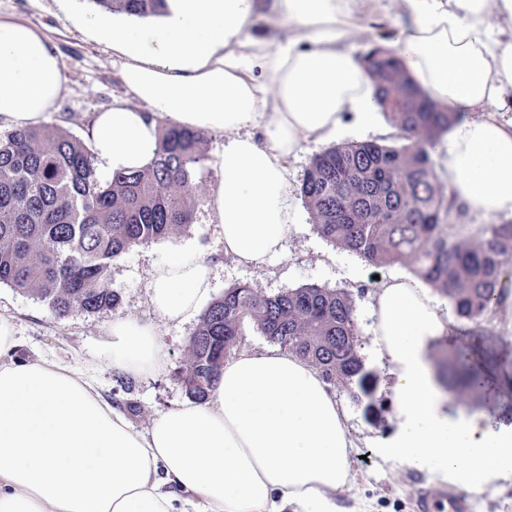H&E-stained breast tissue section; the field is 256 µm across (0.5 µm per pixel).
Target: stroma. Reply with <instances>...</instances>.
I'll return each instance as SVG.
<instances>
[{
    "label": "stroma",
    "instance_id": "obj_1",
    "mask_svg": "<svg viewBox=\"0 0 512 512\" xmlns=\"http://www.w3.org/2000/svg\"><path fill=\"white\" fill-rule=\"evenodd\" d=\"M381 5L383 22L369 29L354 28L345 41L349 49L361 53L374 41L393 46L409 26L410 17L401 0H381ZM95 11L92 0H0V12L14 14L39 30L58 56L69 92L47 121L81 140L87 137L93 114L125 96L111 48L80 24L82 16ZM219 178L215 165H208L198 181V203L191 224L113 259L111 282L120 301L112 309L91 314L76 308L59 316L35 295L0 285V314L15 319L21 338L19 357L63 362L87 373L113 405H138V412L130 420L135 427L144 429L154 417L186 401L176 373L183 363L187 342L200 322L195 316L177 326H161L165 372L133 376L113 371L108 330L118 319L152 318L147 285L154 266L183 254H210L214 261L211 295L215 298L236 282L250 284L269 295L312 284L345 288L355 303L358 352L377 378L373 411H366L346 392L338 394L358 446V454L350 464L353 479L337 494L341 512H417L418 490L448 493L447 485L435 483L428 474L383 461L375 453L376 445L396 426V402L388 370L371 350L369 304L378 278L409 274V267L396 263L378 269L335 247L314 231L310 214L301 203L296 206L297 226L284 255L261 268L240 267L224 256L219 228L208 207L209 194ZM459 326L453 344L466 347L471 363L481 373L491 374L494 384L483 388L479 396L452 400V407L483 413L494 428L512 425V308L501 304L491 307L482 316L480 328H473L465 320Z\"/></svg>",
    "mask_w": 512,
    "mask_h": 512
}]
</instances>
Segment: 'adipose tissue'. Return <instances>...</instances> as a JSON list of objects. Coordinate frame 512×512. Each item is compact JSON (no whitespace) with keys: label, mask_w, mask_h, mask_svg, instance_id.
<instances>
[{"label":"adipose tissue","mask_w":512,"mask_h":512,"mask_svg":"<svg viewBox=\"0 0 512 512\" xmlns=\"http://www.w3.org/2000/svg\"><path fill=\"white\" fill-rule=\"evenodd\" d=\"M375 0H271L297 32L275 44L250 27L260 0H167L157 23L91 14L84 28L122 58L127 99L92 121L104 175L154 157L162 125L224 137L210 207L238 265L280 258L296 227L288 166L303 147L377 125L375 85L344 44ZM411 18L393 50L434 102L461 113L436 144V173L470 213L512 217V0H402ZM68 89L43 35L0 14V123L38 124ZM212 262L179 256L147 286L155 321H113L112 367L166 366L160 325L183 323L211 291ZM373 352L393 378L397 423L375 452L469 496L512 484V426L450 411L429 360L456 329L420 279L379 281ZM0 315V512H338L356 452L336 393L303 358L243 352L208 399L164 412L146 429L70 366L22 361Z\"/></svg>","instance_id":"ef3b65f1"}]
</instances>
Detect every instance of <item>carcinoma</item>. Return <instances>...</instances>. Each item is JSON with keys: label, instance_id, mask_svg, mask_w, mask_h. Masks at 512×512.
Segmentation results:
<instances>
[{"label": "carcinoma", "instance_id": "1", "mask_svg": "<svg viewBox=\"0 0 512 512\" xmlns=\"http://www.w3.org/2000/svg\"><path fill=\"white\" fill-rule=\"evenodd\" d=\"M110 13L158 16L166 0H92ZM380 111L406 143L336 145L313 156L300 196L321 237L377 267L402 263L442 291L475 324L509 292L503 267L512 257V224H485L476 238L448 232L453 201L430 157L436 139L458 120L428 99L385 46L363 54ZM204 134L161 129L143 169L102 180L86 144L55 126L0 138V284L37 295L58 315L118 304L110 267L129 249L165 238L193 220L196 178L208 160ZM249 320L280 349L315 366L331 387L373 404L376 375L357 351L351 293L307 285L274 295L247 283L224 289L189 339L177 376L204 401ZM438 379L455 391L479 388L481 375L445 348Z\"/></svg>", "mask_w": 512, "mask_h": 512}]
</instances>
